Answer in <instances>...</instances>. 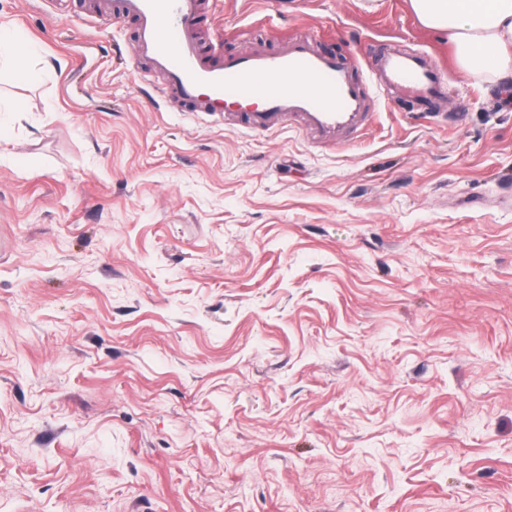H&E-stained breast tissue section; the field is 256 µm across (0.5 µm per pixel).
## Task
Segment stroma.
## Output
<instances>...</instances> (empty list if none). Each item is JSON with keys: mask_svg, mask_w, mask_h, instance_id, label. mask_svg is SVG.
<instances>
[{"mask_svg": "<svg viewBox=\"0 0 512 512\" xmlns=\"http://www.w3.org/2000/svg\"><path fill=\"white\" fill-rule=\"evenodd\" d=\"M91 3L0 0V512H512V87L408 0H202L207 50L354 68L373 123L318 148L167 106ZM6 54L21 70L27 68L28 59L34 54L32 43L17 34L0 31V57ZM372 76L379 88L398 98H410L422 113H433L436 103L445 94L442 69L430 66L423 54L408 50L384 49Z\"/></svg>", "mask_w": 512, "mask_h": 512, "instance_id": "stroma-1", "label": "stroma"}]
</instances>
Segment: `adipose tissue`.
<instances>
[{
  "label": "adipose tissue",
  "mask_w": 512,
  "mask_h": 512,
  "mask_svg": "<svg viewBox=\"0 0 512 512\" xmlns=\"http://www.w3.org/2000/svg\"><path fill=\"white\" fill-rule=\"evenodd\" d=\"M426 27L447 32L461 71L512 83V0H410Z\"/></svg>",
  "instance_id": "obj_1"
}]
</instances>
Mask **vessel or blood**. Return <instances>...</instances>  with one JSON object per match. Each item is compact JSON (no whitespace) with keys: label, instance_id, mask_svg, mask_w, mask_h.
Returning <instances> with one entry per match:
<instances>
[{"label":"vessel or blood","instance_id":"1","mask_svg":"<svg viewBox=\"0 0 512 512\" xmlns=\"http://www.w3.org/2000/svg\"><path fill=\"white\" fill-rule=\"evenodd\" d=\"M200 16L199 0H102L94 14L134 21L135 54L162 77L161 91L179 111H234L255 131L288 123L319 147L347 144L368 129L367 93L342 57L303 37L288 38L274 51L211 54L197 37ZM372 76L422 113L432 112L445 94L442 69L403 49L383 50ZM257 95L261 104H252Z\"/></svg>","mask_w":512,"mask_h":512}]
</instances>
